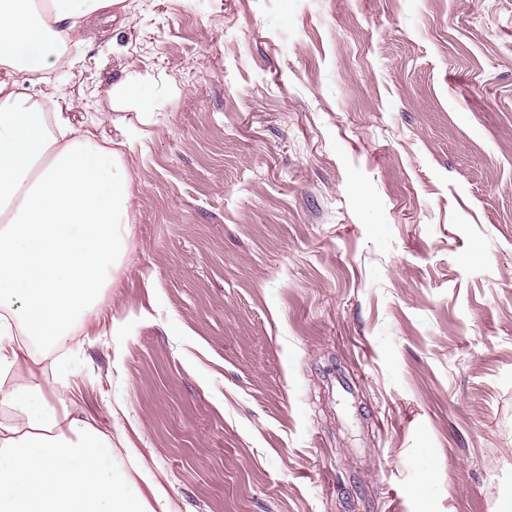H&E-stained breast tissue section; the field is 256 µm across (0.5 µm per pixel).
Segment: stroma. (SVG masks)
Segmentation results:
<instances>
[{
	"instance_id": "obj_1",
	"label": "stroma",
	"mask_w": 512,
	"mask_h": 512,
	"mask_svg": "<svg viewBox=\"0 0 512 512\" xmlns=\"http://www.w3.org/2000/svg\"><path fill=\"white\" fill-rule=\"evenodd\" d=\"M126 3L39 97L139 132L46 374L173 512H512V0Z\"/></svg>"
}]
</instances>
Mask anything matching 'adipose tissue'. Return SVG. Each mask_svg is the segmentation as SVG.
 <instances>
[{"mask_svg":"<svg viewBox=\"0 0 512 512\" xmlns=\"http://www.w3.org/2000/svg\"><path fill=\"white\" fill-rule=\"evenodd\" d=\"M46 3L41 13L33 0H0V512H169L151 472L141 475L146 492H131L111 436L65 397L66 378L37 375L38 350L75 343L108 307L134 198L104 167L119 150L30 105L61 45L103 10L130 23L125 0Z\"/></svg>","mask_w":512,"mask_h":512,"instance_id":"ef3b65f1","label":"adipose tissue"}]
</instances>
